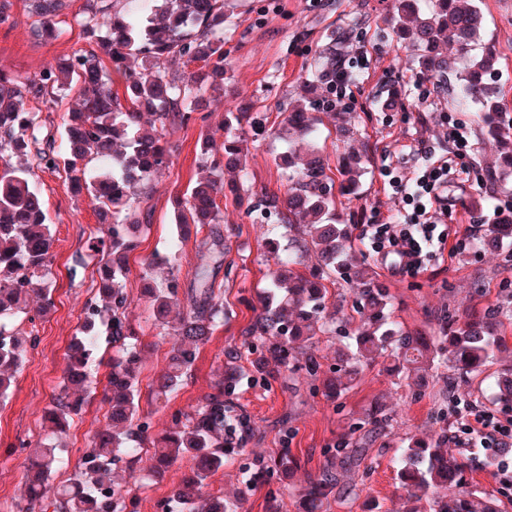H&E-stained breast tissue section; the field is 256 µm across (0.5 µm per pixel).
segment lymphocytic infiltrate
<instances>
[{"label":"lymphocytic infiltrate","mask_w":512,"mask_h":512,"mask_svg":"<svg viewBox=\"0 0 512 512\" xmlns=\"http://www.w3.org/2000/svg\"><path fill=\"white\" fill-rule=\"evenodd\" d=\"M451 135L455 145L452 157L427 154L426 163L415 178L401 177L391 166L383 167L382 175L389 186L410 207L400 223L354 227L355 239L369 245L381 258H394L393 274L419 272L428 255L447 249L454 253L464 250L485 224L484 219L479 218L461 225L451 234L438 229L439 219L433 205L439 202L440 191L447 187L449 173L454 171L458 176L468 177L474 171V148L468 132L457 125ZM454 415L456 428L449 438L456 447L489 452L512 440V415L498 414L472 402L455 409Z\"/></svg>","instance_id":"lymphocytic-infiltrate-1"}]
</instances>
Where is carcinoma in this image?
Wrapping results in <instances>:
<instances>
[{"mask_svg": "<svg viewBox=\"0 0 512 512\" xmlns=\"http://www.w3.org/2000/svg\"><path fill=\"white\" fill-rule=\"evenodd\" d=\"M67 0H29L35 17L33 32L44 41L58 38L56 18ZM236 15L225 0H126L118 9L114 0H87L78 24L89 48H80L56 66L33 76L0 73V159L7 170L0 176V405L12 391L34 330L21 333L19 317L30 324L53 306L49 267L54 244L40 192L31 176L36 169L64 173V184L74 194L87 192L96 201L97 232L86 250L97 261L101 283L98 293L83 306L89 318L71 339L60 389L45 409L53 435L23 442L25 486L28 496L19 512H138L129 484L121 483L112 462L139 460V449L149 453L147 471L163 476L182 461L192 463L190 473L172 487L168 498L177 499L182 512H234L220 491L209 490L212 477L245 452L249 419L235 402L246 375L266 384L282 372L318 374L320 363L302 352V341L336 331V324L351 325L349 342L338 354L334 375L322 379V391L335 398L349 389L362 366L379 355L390 358L395 377L410 384L440 366L462 375H478L500 348V312L488 307L470 310L465 318L443 310L431 333L405 331L391 320L389 289L376 279L371 267L352 249L351 225L336 219V195L357 193L363 167L341 154L330 168L320 145L316 111L334 112L336 133L344 141L352 133L351 113L336 107V87L353 85L358 75L349 67L350 48L362 22L353 17L329 30L315 51L305 83L323 88L313 96L288 104L279 113L274 130L280 137L295 136L288 153L279 157L285 169L286 193L264 192L249 202L246 214L255 220L275 218L268 229L269 273L254 319L241 331V345L224 349L222 372L191 413L176 410L165 434L149 435L150 422L140 415L142 362L132 344L136 325L129 316L131 300L125 291L128 255L139 247L138 229L151 214L135 217L134 189L149 197L157 172L168 166L177 147L166 139L169 126L205 127L200 161L205 176L187 189L175 211L182 244V227L192 225L204 234L201 245L212 254L215 267L198 266L190 288L180 292L178 278L159 281L147 290L145 307L154 325L171 331L172 349L166 369L154 381V401L165 407L170 395L190 376L200 347L230 320L224 306V283L216 268L230 248L221 231L224 188L236 199L255 196L244 140L234 130L243 122L256 133L267 131L264 112H228L222 124L209 129L207 93L224 82V31L234 27ZM389 24L398 35L412 37L414 62L420 76L439 80L456 77V103L481 106L484 126L479 135L494 140L504 167L512 170V137L500 131L494 116L497 105L489 90L498 75V56L491 48L476 50L481 39L482 16L476 0H392ZM454 43L457 56L443 53ZM180 64L184 71L173 69ZM124 77V92L113 89L112 74ZM76 90V105L61 117L59 134L49 131L40 113L28 103L54 108L64 86ZM224 140L217 143L215 136ZM483 204L491 209L489 223L473 246L499 253L512 245V210H498L495 192L488 190ZM288 239V252L275 247V238ZM315 259L309 267L305 258ZM357 286L352 313L344 303L327 307V284ZM112 343L106 362L108 393L106 428L94 432L88 448L65 482L53 474L65 465L60 439L71 419L80 414L95 390L91 363L100 337ZM494 405L512 409V368L500 373L490 387ZM387 421L376 405L367 413L369 426L361 439L343 437L326 449V465L298 492L301 512H328L336 498L338 471L352 472L373 442L376 427ZM448 435L440 431L434 442L407 439L395 462L396 478L410 491L431 492L425 502L408 512H499V500L486 490L466 489V463L443 450ZM248 482L254 486L284 481L298 460L283 443L275 455L253 463Z\"/></svg>", "mask_w": 512, "mask_h": 512, "instance_id": "cac0c4a2", "label": "carcinoma"}]
</instances>
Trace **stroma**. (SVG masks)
I'll list each match as a JSON object with an SVG mask.
<instances>
[{"label":"stroma","instance_id":"1","mask_svg":"<svg viewBox=\"0 0 512 512\" xmlns=\"http://www.w3.org/2000/svg\"><path fill=\"white\" fill-rule=\"evenodd\" d=\"M84 0H71L58 18L63 35L57 41H38L25 0H13L12 21L0 25V71L11 75H33L56 65L60 58L84 45L80 37L79 14ZM238 23L224 34V54L229 64L222 89L213 92V121L225 112H267L278 116L291 100L304 95L302 74L322 36L330 26L351 17L364 19L356 39V55L351 59L359 74L357 85L346 87L344 95L355 114L354 152H368L365 174L357 195L336 199L339 222L349 220L370 224L375 220L400 217L404 204L385 186L382 165L396 167L412 176L422 165L423 151L451 156L454 144L448 129L439 121L448 113L452 122L477 132L475 112H457L448 105L447 92L427 93L412 61L408 44L397 42L386 16L391 0H229ZM483 15L482 40L500 58L501 76L494 84V99L504 117L512 119V0H479ZM400 89L403 106L396 112L369 111L370 101L391 89ZM248 140L249 167L256 189L285 192L286 179L278 165L285 150L283 140L273 135H254L242 127ZM200 128H170L167 139L177 147L168 168L157 174L154 192L145 205L152 211L151 228L141 236L139 248L128 258L125 290L132 302V317L140 331L136 347L142 359L140 411L152 421L153 434L170 426V409L190 412L211 390L228 346L241 345L242 329L258 304V289L266 272L267 227L252 223L243 206L233 196L224 199V227L230 228L231 253L235 269L224 281V299L233 311L229 325L218 329L201 348L185 384L171 397L169 408L151 400L152 381L165 366L171 347L170 336L161 334L148 320L142 292L152 280L177 276L182 288H189L195 266L208 263L205 249L195 235H187L183 252L174 266H148L147 260L165 250L173 236L176 200L202 174L198 164ZM478 180L460 181L450 176L448 191L441 201L451 224L469 223L478 212L482 192L480 178L497 175L498 196H512V174L500 171L498 156L489 147L475 148ZM33 183L42 195L55 228L51 266L55 290L50 312L37 320L38 342L29 348L17 374L9 402L0 406V512H16L15 505L25 494L23 454L20 441H34L49 430L44 410L60 388L69 342L80 326V308L86 297L95 294L100 275L95 264L79 265L87 240L97 227L93 199L85 193L71 194L62 178L51 171L37 172ZM379 281L392 296V316L404 329L428 326L432 313L451 307L457 313L469 309L499 307L503 321L499 352L489 374L512 365V261L505 254L489 255L472 248L462 253H443L427 261L415 275H391L388 261L367 253ZM385 358H377L354 383L336 399L322 395L319 379L301 374L278 376L269 386L242 380L238 401L250 420L251 433L240 463L225 465L215 477V485L229 502H241L240 512H266L268 491H276L280 512H298L296 493L311 476L319 474L325 457L338 436L351 433L364 421L369 408L382 405L387 422L377 430L376 441L357 467L355 493H341L329 512H365L376 504L380 512H407L409 493L400 485L393 457L402 439L427 440L448 427L454 419L448 394L486 404L488 382L459 375L442 367L431 373L423 388L397 383L386 370ZM107 409L95 399L75 416L65 439L70 463H77L88 437L104 425ZM288 444L299 461L292 477L284 482L252 487L243 473V464L274 454ZM134 492L139 512H156L155 505L168 496L187 471V463L173 466L163 479L146 473L139 462Z\"/></svg>","mask_w":512,"mask_h":512}]
</instances>
